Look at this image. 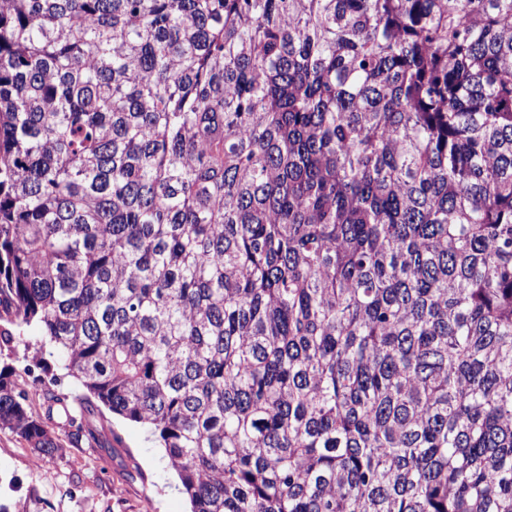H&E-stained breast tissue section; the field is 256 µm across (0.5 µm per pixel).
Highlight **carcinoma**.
Instances as JSON below:
<instances>
[{"instance_id": "obj_1", "label": "carcinoma", "mask_w": 512, "mask_h": 512, "mask_svg": "<svg viewBox=\"0 0 512 512\" xmlns=\"http://www.w3.org/2000/svg\"><path fill=\"white\" fill-rule=\"evenodd\" d=\"M0 322L191 512H512V0H0Z\"/></svg>"}]
</instances>
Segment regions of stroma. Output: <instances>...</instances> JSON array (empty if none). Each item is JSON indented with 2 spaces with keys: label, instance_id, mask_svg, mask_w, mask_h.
Listing matches in <instances>:
<instances>
[{
  "label": "stroma",
  "instance_id": "1",
  "mask_svg": "<svg viewBox=\"0 0 512 512\" xmlns=\"http://www.w3.org/2000/svg\"><path fill=\"white\" fill-rule=\"evenodd\" d=\"M41 338L29 326L12 346L0 349V367L16 372L30 370L32 377L53 382L55 391H78L76 379L67 376L60 356L47 357L45 366L34 365L31 347ZM52 425L64 443L54 455L36 452L14 432L0 430V512H190L162 449L141 425L111 413L89 419L101 436L117 433L116 448L67 443L61 417ZM143 476L129 478L132 467Z\"/></svg>",
  "mask_w": 512,
  "mask_h": 512
}]
</instances>
